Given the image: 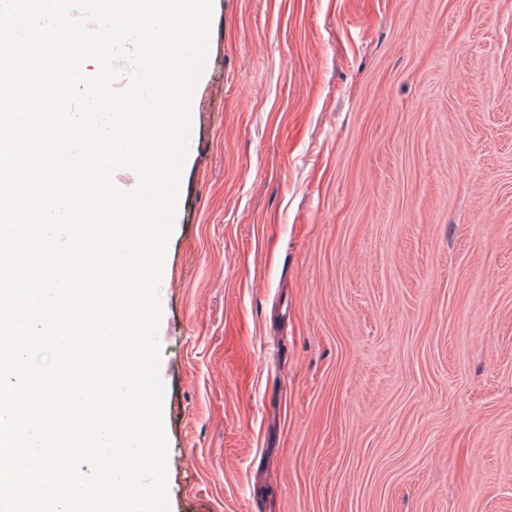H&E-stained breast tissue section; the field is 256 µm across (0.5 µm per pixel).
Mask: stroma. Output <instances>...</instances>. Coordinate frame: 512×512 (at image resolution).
I'll use <instances>...</instances> for the list:
<instances>
[{"label": "stroma", "mask_w": 512, "mask_h": 512, "mask_svg": "<svg viewBox=\"0 0 512 512\" xmlns=\"http://www.w3.org/2000/svg\"><path fill=\"white\" fill-rule=\"evenodd\" d=\"M209 39L169 512H512V0H213Z\"/></svg>", "instance_id": "obj_1"}]
</instances>
